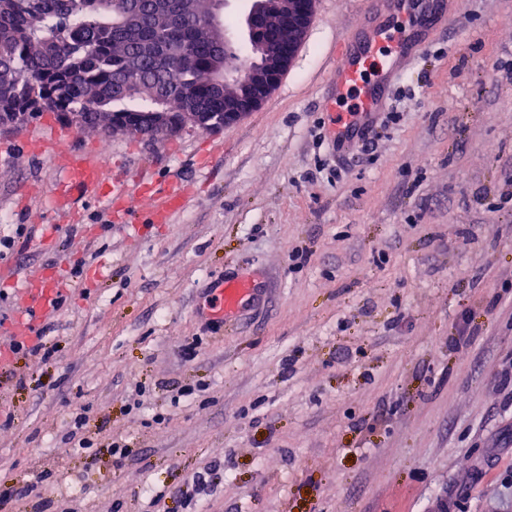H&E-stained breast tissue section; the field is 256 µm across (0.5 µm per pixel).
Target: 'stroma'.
<instances>
[{
	"instance_id": "35a3bbf8",
	"label": "stroma",
	"mask_w": 512,
	"mask_h": 512,
	"mask_svg": "<svg viewBox=\"0 0 512 512\" xmlns=\"http://www.w3.org/2000/svg\"><path fill=\"white\" fill-rule=\"evenodd\" d=\"M365 2L316 0L235 124L0 126V512H433L448 490L460 512H512V0H460L340 154L324 101ZM40 137L184 203L154 224L136 198L115 227L91 198L67 223L47 200L65 154L23 150ZM53 272L52 356L4 353L26 280ZM242 276L258 299L215 316L218 278ZM466 314L474 339L450 349Z\"/></svg>"
}]
</instances>
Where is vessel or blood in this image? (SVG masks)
<instances>
[{
  "instance_id": "vessel-or-blood-1",
  "label": "vessel or blood",
  "mask_w": 512,
  "mask_h": 512,
  "mask_svg": "<svg viewBox=\"0 0 512 512\" xmlns=\"http://www.w3.org/2000/svg\"><path fill=\"white\" fill-rule=\"evenodd\" d=\"M367 4L361 22L365 34L340 44L341 62L334 73L333 92L326 99L336 144L343 150L355 148L364 132L376 124L387 104L392 80L426 47L424 24L415 11L414 0H367ZM107 196L126 205L133 199L125 185L102 177L98 158L85 152L69 154L65 176L56 187L55 206L72 214L77 210V198ZM180 204L179 190L168 189L152 211L151 221L164 222ZM218 290V309L224 313L240 310L253 295L254 286L244 279L227 280ZM60 291V278L55 274L30 282L27 293L31 308L27 317L14 325V334L34 335L38 314L54 307Z\"/></svg>"
}]
</instances>
